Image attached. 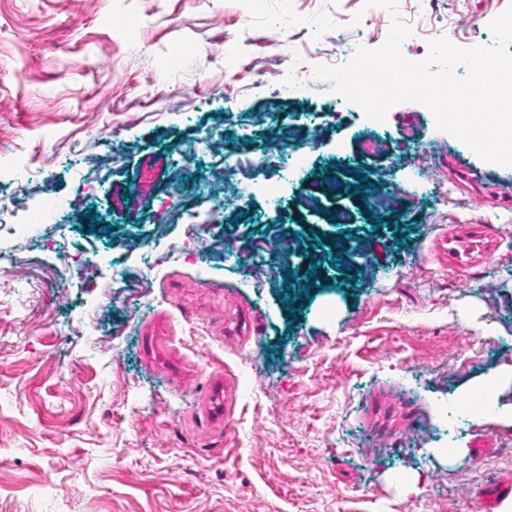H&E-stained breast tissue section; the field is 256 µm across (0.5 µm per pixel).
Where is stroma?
I'll list each match as a JSON object with an SVG mask.
<instances>
[{
    "label": "stroma",
    "mask_w": 512,
    "mask_h": 512,
    "mask_svg": "<svg viewBox=\"0 0 512 512\" xmlns=\"http://www.w3.org/2000/svg\"><path fill=\"white\" fill-rule=\"evenodd\" d=\"M511 2L0 0V512H473L512 477V384L463 404L512 369V166L305 75L395 12L410 61L488 44ZM45 197L74 208L36 237Z\"/></svg>",
    "instance_id": "obj_1"
}]
</instances>
